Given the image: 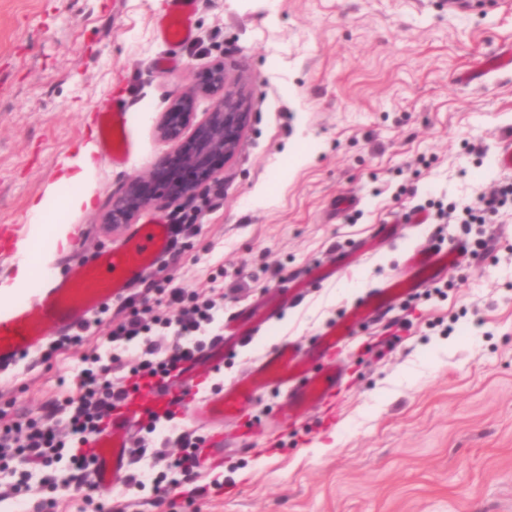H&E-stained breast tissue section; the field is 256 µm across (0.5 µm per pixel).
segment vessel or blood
Returning a JSON list of instances; mask_svg holds the SVG:
<instances>
[{"label":"vessel or blood","mask_w":512,"mask_h":512,"mask_svg":"<svg viewBox=\"0 0 512 512\" xmlns=\"http://www.w3.org/2000/svg\"><path fill=\"white\" fill-rule=\"evenodd\" d=\"M198 0H166L163 13L154 19L158 39L165 44L182 43L194 36ZM98 132L106 158L115 164L126 163L132 153L127 130L128 108L122 94L96 108ZM172 225L155 219L134 225L123 243L105 249L90 264L72 268L58 279L45 280L31 304L0 310V370L14 366L25 354L39 348L47 328L63 336L80 327V316L94 314L101 306L124 299L130 284L152 272L171 251ZM456 246H428L406 254L408 275L393 278L374 288L354 303L343 318L326 327L310 347L284 340L267 350L242 378L224 385L220 391L200 398L205 408L220 420L238 419L245 407L256 402L266 387L285 388L278 406L281 420L299 418L308 406L335 397L342 380L336 364L317 369L307 367L309 358L341 349L353 334L355 325L376 315L417 289L429 287L447 273L457 259ZM241 332L235 322L224 325L223 337L195 352L176 376L180 391L169 382L153 390V403L135 397L126 399L112 415L110 427L90 444L94 460L93 478L104 490L116 485L128 465V433L148 414L165 415L181 409L187 396L196 395L200 372L224 362L225 351L239 346Z\"/></svg>","instance_id":"vessel-or-blood-1"}]
</instances>
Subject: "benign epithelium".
Masks as SVG:
<instances>
[{
    "mask_svg": "<svg viewBox=\"0 0 512 512\" xmlns=\"http://www.w3.org/2000/svg\"><path fill=\"white\" fill-rule=\"evenodd\" d=\"M212 97V107L206 117L195 122L192 99L196 95ZM249 115L248 92L240 80L225 74L221 68L212 71L210 83L185 91L173 98L169 111L162 113L155 129L160 139L172 143L176 154L187 168L203 164L212 154L224 159L233 158L238 152L242 130ZM195 126L193 139L182 142L183 131ZM142 181L132 179L123 192L112 197L111 208L103 215L102 223L114 229L130 224L148 207L153 198L140 193Z\"/></svg>",
    "mask_w": 512,
    "mask_h": 512,
    "instance_id": "obj_1",
    "label": "benign epithelium"
}]
</instances>
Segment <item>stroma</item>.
Listing matches in <instances>:
<instances>
[{"label":"stroma","instance_id":"obj_1","mask_svg":"<svg viewBox=\"0 0 512 512\" xmlns=\"http://www.w3.org/2000/svg\"><path fill=\"white\" fill-rule=\"evenodd\" d=\"M162 0H0V281L33 243L31 202L70 225L48 257L64 273L119 243L126 227L100 218L113 192L140 177L155 202L140 221L182 213L157 175L173 157L155 122L175 91L224 67L250 95L238 153L219 169L195 227H181L162 271L129 288L126 301L161 303L152 281L174 277L210 294L224 281V315L273 306V323L224 357L208 385H224L284 339L309 343L371 288L404 272L406 250L448 243L453 224L401 223L417 204L476 198L512 179L498 168L512 129V67L492 64L512 48V0L494 11H450L444 0H199L194 39L157 40ZM173 58L159 72L152 61ZM120 86L132 111V159L98 162L91 207L62 210L56 173L97 140L90 107ZM358 196L340 211L336 200ZM397 238L338 279L310 276L352 251L377 225ZM487 253L463 256L442 294L415 293L362 323L333 356L344 385L327 406L293 424L263 390L239 422L192 409L170 432L224 438L221 460L203 468L198 494L140 491V512H512V211L492 226ZM125 301V302H126ZM123 304V303H122ZM97 315L82 344L46 347L0 372V412L39 420L76 394L83 357L102 346L123 314ZM262 426L261 438L249 430ZM52 512H94L104 491L46 489Z\"/></svg>","mask_w":512,"mask_h":512}]
</instances>
